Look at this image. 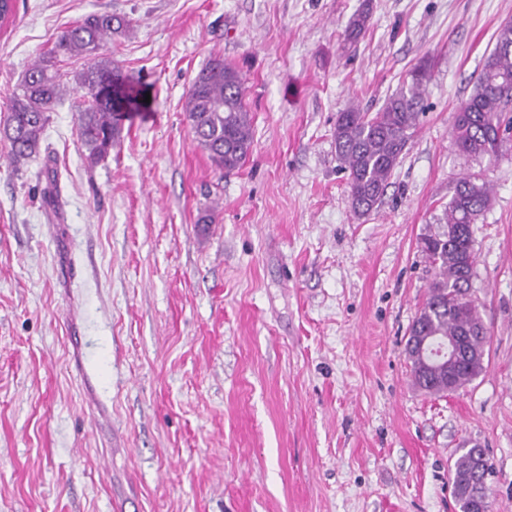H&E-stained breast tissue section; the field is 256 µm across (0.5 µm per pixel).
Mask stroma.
<instances>
[{
	"mask_svg": "<svg viewBox=\"0 0 512 512\" xmlns=\"http://www.w3.org/2000/svg\"><path fill=\"white\" fill-rule=\"evenodd\" d=\"M91 13L129 20L99 55L150 109L93 165L72 92L36 158L0 141V512H459L448 470L469 442L492 512H512V157L484 169L451 139L512 0H17L0 113ZM216 55L254 130L223 175L183 112ZM424 61L426 110L356 216L336 115L378 111ZM468 171L493 186L474 226L489 340L473 381L428 396L405 354L421 240Z\"/></svg>",
	"mask_w": 512,
	"mask_h": 512,
	"instance_id": "35a3bbf8",
	"label": "stroma"
}]
</instances>
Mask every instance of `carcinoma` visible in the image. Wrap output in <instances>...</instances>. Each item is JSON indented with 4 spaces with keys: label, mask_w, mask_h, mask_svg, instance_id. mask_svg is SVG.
<instances>
[{
    "label": "carcinoma",
    "mask_w": 512,
    "mask_h": 512,
    "mask_svg": "<svg viewBox=\"0 0 512 512\" xmlns=\"http://www.w3.org/2000/svg\"><path fill=\"white\" fill-rule=\"evenodd\" d=\"M126 31L120 17L91 14L64 31L54 48L35 61L16 85L0 122V139L8 144L11 163L35 154L43 139L48 113L74 90L87 104L79 109L77 136L86 158L96 163L112 151L118 121L128 112L148 107L146 91L110 60L99 58L104 40ZM60 55H81L86 67L71 89L60 79ZM430 69L421 65L410 82L388 98L373 115L351 107L336 116L334 141L341 168L348 173L351 208L363 216L376 208L418 127ZM512 110V23L500 26L496 42L478 76L472 94L459 107L453 127L454 145L464 156L488 163L512 152L504 113ZM185 119L198 145L219 170L240 166L253 144L251 113L244 100L241 72L216 56L200 70L183 104ZM492 202L490 183L466 172L456 181L442 221L447 230L422 241L433 280L410 332L435 343L459 337V359L450 377L436 375L420 360L410 358L415 386L430 395L456 391L483 369L488 335L472 279L476 254L474 225ZM492 464L486 449L475 442L449 470L453 496L460 512H490L488 479Z\"/></svg>",
    "instance_id": "carcinoma-1"
}]
</instances>
